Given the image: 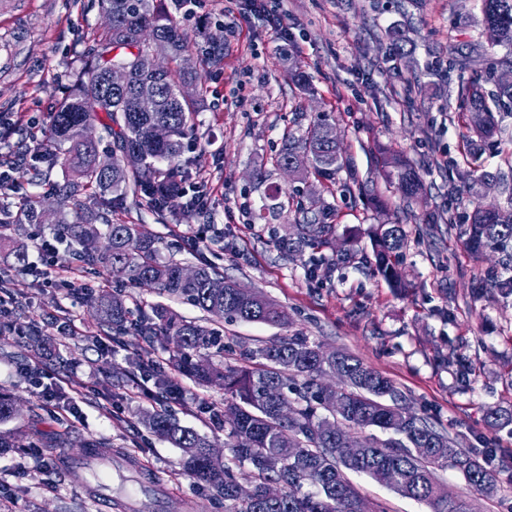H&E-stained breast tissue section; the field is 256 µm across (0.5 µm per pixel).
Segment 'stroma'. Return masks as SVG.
Listing matches in <instances>:
<instances>
[{
    "label": "stroma",
    "instance_id": "1",
    "mask_svg": "<svg viewBox=\"0 0 512 512\" xmlns=\"http://www.w3.org/2000/svg\"><path fill=\"white\" fill-rule=\"evenodd\" d=\"M287 18L286 30L271 22ZM193 43L205 108L183 158L187 184H199L208 216L223 229L208 248L184 245L196 231L184 199L165 218L127 205L113 213L160 241L164 258L185 266L218 263L242 287L264 293L287 312L289 323L225 325L228 345L256 346L279 336H306L342 350L389 378L419 415L461 447L479 452L496 472L493 494L470 489L454 470L438 480L462 496L472 512H512V470L501 453L512 451V424H491L493 409L512 410V295L494 286L502 256L465 246L468 215L479 206L506 205L504 187L469 193L458 180L472 171L461 138L458 87L482 74L486 91L512 71V52L490 46L476 0H202L191 12L176 11ZM401 26L407 42L388 38ZM104 27L98 0H0V158L34 151L49 112L70 92L84 57ZM218 53L219 62L206 58ZM299 59L316 88L299 97L288 79L289 58ZM333 116L349 165L328 181H300L276 163L285 135L301 133L318 113ZM498 133L477 143L487 170L512 177V110L500 109ZM390 150L414 161L426 192L403 201L389 188L381 157ZM281 190V206L266 209L267 194ZM317 198L330 209L333 243L320 252L291 256L281 241L301 223L299 204ZM400 224L407 232L401 268L412 290L392 288L372 270L371 231ZM45 224L25 237L29 263L17 265L0 249V280L14 300L19 332L0 337V390L21 408L0 425L9 445L0 448V512H120L99 499L91 478L73 461L85 442L100 445L98 474L122 494L143 482L163 492L158 512H224L179 466L180 449L151 434L139 421L154 403L142 394L138 360H164L166 341L127 336L103 348L92 312L77 289L48 288L33 269L37 240L51 236ZM66 313L71 331L61 329ZM51 339V354L32 351L30 333ZM64 379L61 395L46 404L36 397L28 371ZM180 398L171 408L181 422L224 445V427L191 415L207 403L224 406V388L177 377ZM121 403V415L102 409L104 397ZM41 458L26 457L30 441ZM351 480L361 498L384 512H426L365 475Z\"/></svg>",
    "mask_w": 512,
    "mask_h": 512
}]
</instances>
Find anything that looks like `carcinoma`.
Instances as JSON below:
<instances>
[{"mask_svg":"<svg viewBox=\"0 0 512 512\" xmlns=\"http://www.w3.org/2000/svg\"><path fill=\"white\" fill-rule=\"evenodd\" d=\"M483 29L489 43L512 51V0H479ZM107 24L88 52L68 96L52 112L46 135L37 150L48 167H59L61 183H46L48 195L57 198L59 217L55 232L81 246L75 261L124 278L140 287L191 304L211 316L203 325L178 317L163 304L150 312L134 313L123 297L110 288H86L84 301L92 309L99 331L105 335L165 336L172 344L169 363L200 382L224 384V447L229 454L211 455L209 438L181 424L166 410L144 418L157 436L181 449L182 468L197 486L224 500V512H366L345 472L364 474L400 495L425 504L430 512H467L466 503L441 488L436 471L459 472L478 492L494 489L496 474L486 468L478 453L457 442L413 411L405 396L387 377L343 352H325L320 343L306 336H288L241 354L243 364L215 367L202 353H224L221 322H259L280 326L284 311L263 295L245 294L237 281L224 276L216 266L196 267V276H182L180 263L164 261L158 241L138 224H115L113 208L127 198L136 206L163 211L184 183L181 163L185 141L195 131L196 115L203 108V95L181 98L178 87L195 79L182 66L169 68L156 77L160 98L154 112L135 110L137 84L145 78L138 57L154 49L165 51L176 63L190 51L191 40L183 33L165 0H100ZM288 77L299 93H314L302 65L288 57ZM114 67L129 70L126 87L108 83ZM465 108L462 119L469 136L488 139L497 132L494 112L487 104L479 78H470L459 88ZM105 115L102 126L112 156V171L98 167L99 142L85 139L81 126ZM165 125L170 138L152 141L150 128ZM333 125L331 116L317 114L304 132L285 139L278 155L280 167L293 165L299 175L309 172L331 180L347 166L340 144L326 139ZM139 151L143 167L127 168L121 153ZM385 177L400 196L410 201L425 192L417 167L399 154L383 156ZM41 196H29L13 206H0V245L12 246L19 263L27 251L17 240L30 224H40ZM311 217L296 225L297 238L283 243L290 253L303 248L319 249L329 244L334 225L331 212L307 208ZM464 230L466 245L474 252L499 251L512 258V205L478 207ZM406 244L400 224H379L373 231L374 272L393 287L407 289L398 257ZM341 370L347 386L340 392L323 389L317 380ZM290 402L295 413L283 418L279 405ZM19 409L10 394L0 392V423L17 418ZM377 429L386 438L366 430ZM348 448H362L354 459ZM246 480L254 495L242 498L237 485ZM268 482L284 487L278 501H268L263 487Z\"/></svg>","mask_w":512,"mask_h":512,"instance_id":"cac0c4a2","label":"carcinoma"}]
</instances>
